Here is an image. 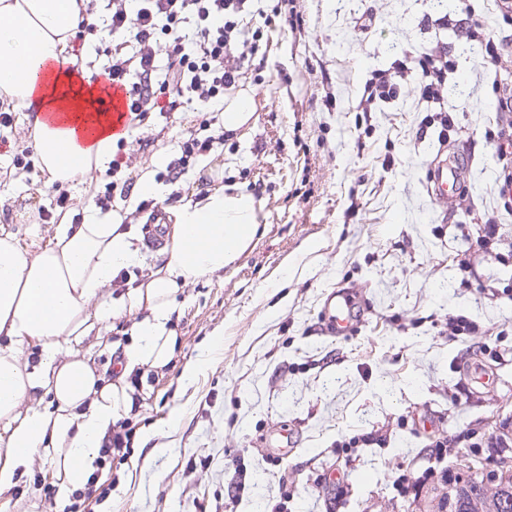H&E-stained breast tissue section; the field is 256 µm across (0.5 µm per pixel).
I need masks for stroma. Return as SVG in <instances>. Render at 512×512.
Here are the masks:
<instances>
[{"label":"stroma","instance_id":"stroma-1","mask_svg":"<svg viewBox=\"0 0 512 512\" xmlns=\"http://www.w3.org/2000/svg\"><path fill=\"white\" fill-rule=\"evenodd\" d=\"M277 11L298 15V26H268ZM238 27L258 51L226 96L250 98V122L193 159L176 191L134 189L112 204L142 237L152 216L224 184L253 195L259 232L233 265L176 294L173 357L165 368H143L124 417L139 438L171 414L179 422L164 452L149 457L134 446L132 458L149 457L147 467H101L99 480L118 490L96 508L267 512L284 479L294 492L290 512H425L442 484H426L411 503L394 492L395 473L423 468L436 438L512 427V204L499 192L512 156L492 151L499 135L512 134V111L501 106L512 98V17L503 18L496 0H246ZM475 29L501 46L496 67L484 65L470 37ZM428 50L448 61L439 89L444 105L456 108L448 142L475 156L468 180L442 204L423 186L426 147L438 143L440 127L430 124L435 106L420 99L415 77L400 82L394 101L358 108L373 71ZM199 117L190 103L152 114L119 149L125 174L148 171L165 184L176 143ZM109 181L96 169L84 184H63L68 201L60 207L46 171L26 173L0 158V236L44 247L61 215L81 223ZM43 207L45 223H29ZM490 218L502 236L486 253L464 235ZM163 262L162 249L141 247L138 263L101 299H118ZM338 285L353 288L367 315L358 334L336 340L320 333V304ZM459 313L480 331L452 341L447 321ZM137 319L122 313L91 345L105 381L116 378L113 343ZM217 335L221 352L182 387L185 364ZM474 366L494 384L468 389ZM460 389L465 402L450 406L449 391ZM381 427L390 430L389 444L361 449L360 460L345 466L337 442ZM286 430L295 431L296 446L270 464L264 440ZM239 454L255 489L235 504L228 485ZM338 468L348 485L342 498L317 482ZM51 474L34 466L0 492V512H67L57 496L33 489Z\"/></svg>","mask_w":512,"mask_h":512}]
</instances>
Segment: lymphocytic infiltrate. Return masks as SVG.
<instances>
[{"label":"lymphocytic infiltrate","mask_w":512,"mask_h":512,"mask_svg":"<svg viewBox=\"0 0 512 512\" xmlns=\"http://www.w3.org/2000/svg\"><path fill=\"white\" fill-rule=\"evenodd\" d=\"M246 0H112L106 26L91 21L83 25L82 34L97 35L112 65L104 77L125 84L130 95V126L143 125L154 112H170L181 100H199L208 116L201 119L200 135H189L177 144L178 150L166 167V178L180 179L191 159L210 152L223 143V136L208 134L214 112H223L224 94L235 89L246 60L258 50L256 43L237 41L236 14ZM194 19L193 35L182 32L187 19ZM166 42L171 65L159 72L155 64V47ZM403 60H395L393 70L376 74L360 99L361 111H372L378 103L395 97L399 79L409 75ZM448 439L433 442L431 466L421 473L398 474L393 485L399 497L417 500L429 480H447Z\"/></svg>","instance_id":"lymphocytic-infiltrate-1"}]
</instances>
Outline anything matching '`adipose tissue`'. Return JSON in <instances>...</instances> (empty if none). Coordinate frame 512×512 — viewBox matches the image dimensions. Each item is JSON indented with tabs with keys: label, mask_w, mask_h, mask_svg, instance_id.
<instances>
[{
	"label": "adipose tissue",
	"mask_w": 512,
	"mask_h": 512,
	"mask_svg": "<svg viewBox=\"0 0 512 512\" xmlns=\"http://www.w3.org/2000/svg\"><path fill=\"white\" fill-rule=\"evenodd\" d=\"M86 0H0V94L33 114L40 165L57 180L84 183L92 166L112 158V117L94 110L84 83L55 73L86 16ZM93 123L78 140L75 124ZM165 262L148 281L127 289L118 305L99 292L134 265L139 248L121 222L60 219L55 239L33 253L0 237V491L14 487L35 457L65 449L56 462L57 493L67 497L88 470L98 437L131 405L124 386L101 383L81 349L120 308L147 309L122 344L124 373L165 367L175 338L168 327L174 297L195 279L224 270L251 246L259 214L251 194L218 187L168 214ZM40 362L29 366L27 349ZM58 402L42 407L45 394Z\"/></svg>",
	"instance_id": "adipose-tissue-1"
}]
</instances>
